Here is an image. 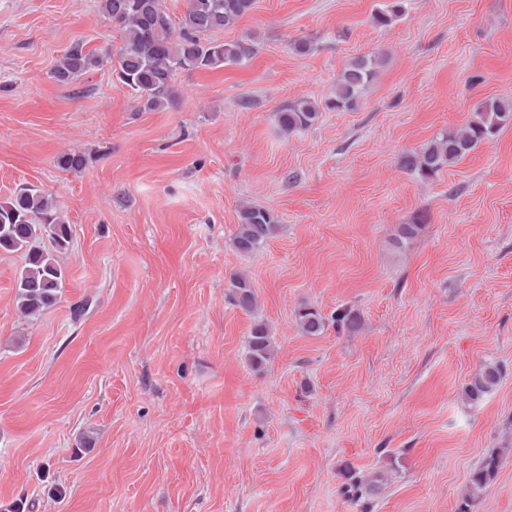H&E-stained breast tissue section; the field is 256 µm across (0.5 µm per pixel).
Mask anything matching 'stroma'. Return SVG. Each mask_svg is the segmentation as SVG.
<instances>
[{"label": "stroma", "mask_w": 512, "mask_h": 512, "mask_svg": "<svg viewBox=\"0 0 512 512\" xmlns=\"http://www.w3.org/2000/svg\"><path fill=\"white\" fill-rule=\"evenodd\" d=\"M385 2L255 0L213 35L254 37L253 59L181 72L172 106L140 112L108 67L50 77L75 40L121 45L97 0H0V198L35 186L72 225L64 292L39 317L16 308L22 256L0 254V506L457 512L496 453L470 512H512V125L433 175L401 164L512 97V0H410L380 26ZM369 53L356 111L279 127L282 105L324 99ZM72 149L84 169L58 166ZM246 202L280 220L249 256L233 246ZM239 272L255 314L225 298ZM303 305L356 320L306 336ZM259 320L276 351L256 372ZM487 364L499 385L465 400ZM349 468L381 475L368 498L346 493ZM408 0H389V3L382 5L381 9L374 15V22L381 26H388L405 15ZM274 339L269 326L258 321L253 324L247 339L246 360L255 371H261L272 362L274 356ZM501 457L499 454H490L485 457L481 465L471 474L467 496L460 503L459 512H469V503L480 497L496 475Z\"/></svg>", "instance_id": "stroma-1"}]
</instances>
